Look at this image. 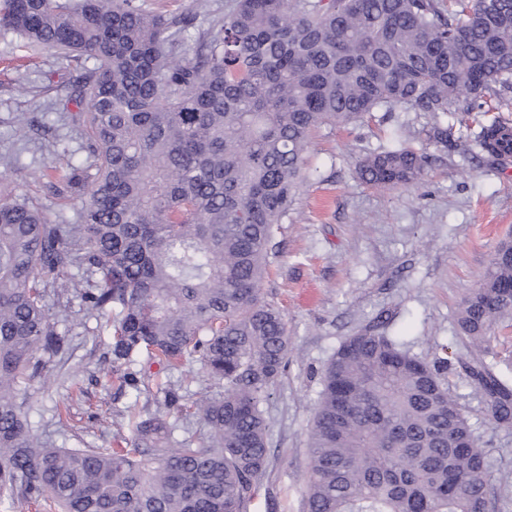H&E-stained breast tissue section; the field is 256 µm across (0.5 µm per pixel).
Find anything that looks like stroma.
<instances>
[{"label":"stroma","instance_id":"1","mask_svg":"<svg viewBox=\"0 0 512 512\" xmlns=\"http://www.w3.org/2000/svg\"><path fill=\"white\" fill-rule=\"evenodd\" d=\"M232 0H143L147 10L192 15L199 26L224 17ZM83 62L0 35V156L14 159L0 179L38 205L50 222L76 218V201L56 194L41 177L51 163L81 164V125L57 102ZM427 112H373L363 123L314 132L304 156L303 182L275 237L276 254L262 284L266 300L288 320L291 349L280 384L262 408L271 455L249 512H303L308 431L320 375L338 346L376 326L411 344L423 358L448 353V384L464 394L465 413L492 459L496 498L512 512V426L495 423L468 383L470 354L456 337L462 297L477 288L500 240L512 238V161L490 164L462 153L471 116L449 118L448 144L429 139ZM408 144L431 163L417 186L378 191L357 172L359 156ZM46 303L65 333L64 353L51 359L45 381L25 390L36 404L32 422L55 445L112 448L133 422L154 413L164 391L175 392L178 428L202 431L184 409L210 383L195 362L168 368L149 357L136 366L137 386L113 369L111 332L84 310L78 292H49Z\"/></svg>","mask_w":512,"mask_h":512}]
</instances>
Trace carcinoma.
<instances>
[{"label": "carcinoma", "mask_w": 512, "mask_h": 512, "mask_svg": "<svg viewBox=\"0 0 512 512\" xmlns=\"http://www.w3.org/2000/svg\"><path fill=\"white\" fill-rule=\"evenodd\" d=\"M188 17L139 0H0V30L94 67L62 109L85 129L82 164L52 185L77 201L51 224L0 194V504L57 512H248L264 476L262 404L288 364L284 315L262 296L310 136L404 108L439 118L512 89V0H235L186 43ZM473 143L512 157V127ZM404 144L358 161L374 188L421 181ZM499 245L455 315L489 416L512 424V388L486 361L512 322V260ZM60 283L112 321V363L194 360L217 391L193 402L206 433L173 438L164 414L123 448H55L29 420L22 383L65 350L45 300ZM428 360L377 328L351 336L321 376L309 431L305 512H490L488 452Z\"/></svg>", "instance_id": "obj_1"}]
</instances>
